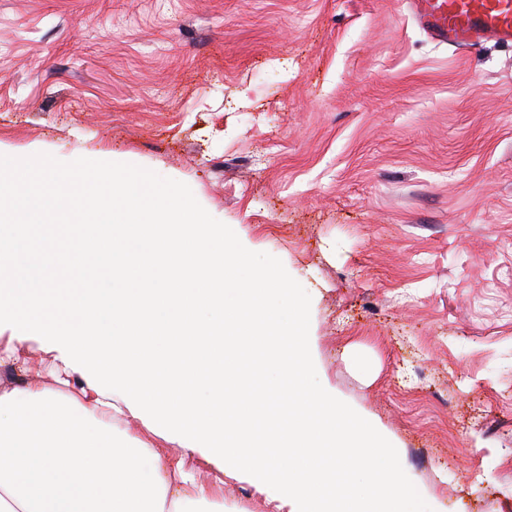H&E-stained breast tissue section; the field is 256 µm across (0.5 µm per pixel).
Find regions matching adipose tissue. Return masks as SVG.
<instances>
[{
  "instance_id": "ef3b65f1",
  "label": "adipose tissue",
  "mask_w": 512,
  "mask_h": 512,
  "mask_svg": "<svg viewBox=\"0 0 512 512\" xmlns=\"http://www.w3.org/2000/svg\"><path fill=\"white\" fill-rule=\"evenodd\" d=\"M59 185L48 164L0 180V266L14 274L0 289L12 328L4 350L37 333L82 380L68 395L33 381L0 389V512H206L222 485L197 483L165 440L254 478L291 512H336L315 472L270 479L273 463L252 455L251 420L228 425L212 409L225 376L276 337V380L296 379L317 409L289 424L280 447L330 449L332 472L357 460L377 469L352 512H427L395 478L397 454L375 428L337 429L345 412L316 383L301 300L271 287L273 271L237 246L234 225L212 223L177 186L129 165L75 171L71 200L52 211L45 201ZM47 237L53 250H38ZM126 416L153 439L118 429Z\"/></svg>"
}]
</instances>
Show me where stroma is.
<instances>
[{
    "label": "stroma",
    "instance_id": "stroma-1",
    "mask_svg": "<svg viewBox=\"0 0 512 512\" xmlns=\"http://www.w3.org/2000/svg\"><path fill=\"white\" fill-rule=\"evenodd\" d=\"M0 153L119 155L297 290L338 404L431 512H512V47L405 0H0ZM33 335L0 386L40 374ZM212 512H276L224 479Z\"/></svg>",
    "mask_w": 512,
    "mask_h": 512
}]
</instances>
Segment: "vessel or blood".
I'll list each match as a JSON object with an SVG mask.
<instances>
[{
  "label": "vessel or blood",
  "mask_w": 512,
  "mask_h": 512,
  "mask_svg": "<svg viewBox=\"0 0 512 512\" xmlns=\"http://www.w3.org/2000/svg\"><path fill=\"white\" fill-rule=\"evenodd\" d=\"M410 8L417 25L440 43L512 47V0H410Z\"/></svg>",
  "instance_id": "vessel-or-blood-1"
}]
</instances>
